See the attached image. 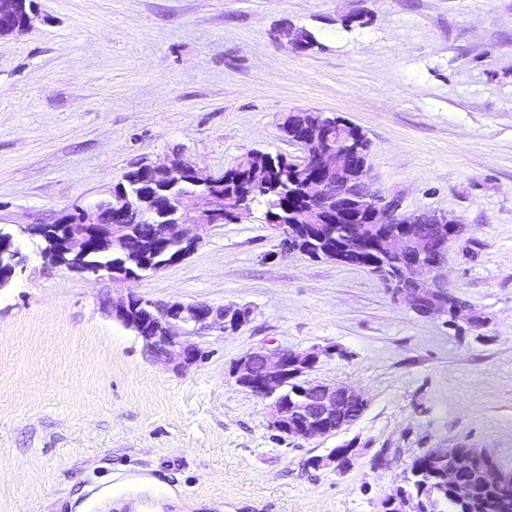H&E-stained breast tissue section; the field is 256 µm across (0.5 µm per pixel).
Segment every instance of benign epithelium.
Here are the masks:
<instances>
[{
    "label": "benign epithelium",
    "instance_id": "obj_1",
    "mask_svg": "<svg viewBox=\"0 0 512 512\" xmlns=\"http://www.w3.org/2000/svg\"><path fill=\"white\" fill-rule=\"evenodd\" d=\"M33 3L29 0H0V37L21 34L33 21ZM301 156L296 160L280 157L282 164L300 174L304 192L314 200L322 199L336 205V215L344 223L341 238L332 252L333 260L352 264L370 250L371 235L377 229L387 232V250L398 268V291L420 313H430L437 307L424 306V301L448 292L442 288L423 289L421 281L428 280L437 270L448 242L461 230L460 223L443 213L435 214L433 228L425 232L414 214L397 213L383 198L368 189L365 183L367 167L354 174L353 159L359 148L335 135L334 121L329 119L318 126L310 138L300 142ZM149 171L163 176L174 188L184 181L198 182L206 191L178 193L168 199L167 210L172 220L155 225L157 238L164 249L177 247L173 261L179 262L193 253L203 242L207 231L226 221L231 222L250 209L247 200L224 198V175L207 174L179 158L146 164ZM195 200L193 208L185 201ZM138 198L125 194L113 203L108 224L101 223L103 209L96 203L76 210V217L62 215L54 224L18 226L6 230L0 227V289L7 287L23 260L20 239L38 237L47 247L44 257L69 268L93 273H115L112 263L99 264L89 260L93 253L118 254L125 249V225L149 222V217L137 210ZM145 306L147 321L138 329L140 338L153 353L181 371L198 362L203 353L189 339L190 331L200 333L212 328L236 329L246 319L238 309L214 307L208 303L184 304L146 302L135 296L112 302V317L120 322L132 312ZM319 360V352L299 353L283 348H258L236 359L231 373L236 382L252 394L273 399L270 427L288 437L310 440L333 436L354 425L363 415L366 400L352 388L336 383L307 379L309 371ZM300 383L310 391L311 400L298 409L288 402L286 390ZM448 487L459 503L471 500L472 488L466 476L475 464L482 466L485 483L495 489L512 488V472L488 462V454L480 448H447ZM352 459V449L333 448L328 454L316 457V466L331 463L345 465Z\"/></svg>",
    "mask_w": 512,
    "mask_h": 512
}]
</instances>
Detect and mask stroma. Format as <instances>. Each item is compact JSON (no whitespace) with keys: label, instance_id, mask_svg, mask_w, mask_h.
<instances>
[{"label":"stroma","instance_id":"1","mask_svg":"<svg viewBox=\"0 0 512 512\" xmlns=\"http://www.w3.org/2000/svg\"><path fill=\"white\" fill-rule=\"evenodd\" d=\"M0 38V226L53 224L172 154L220 173L300 150L283 114L357 125L368 183L462 222L440 274L457 315L417 313L377 274L281 246L265 208L132 280L54 264L23 238L0 291V512H383L430 448L512 470V0H34ZM303 30L313 47L295 49ZM247 311L176 372L113 299ZM260 347L322 350L311 379L367 408L289 438L230 373ZM352 448L350 468L309 458ZM386 454L388 464L375 459Z\"/></svg>","mask_w":512,"mask_h":512}]
</instances>
